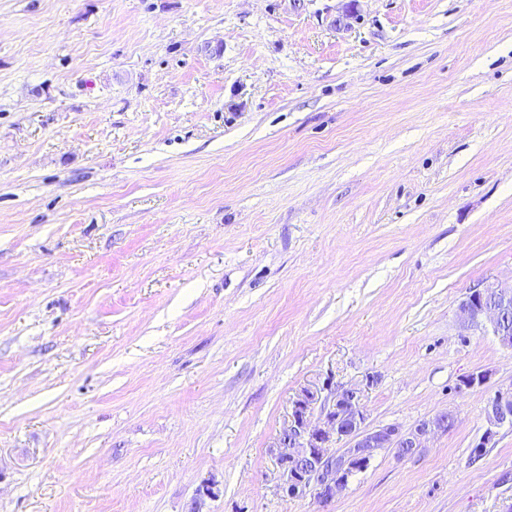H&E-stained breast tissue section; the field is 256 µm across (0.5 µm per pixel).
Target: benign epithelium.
<instances>
[{
    "instance_id": "obj_1",
    "label": "benign epithelium",
    "mask_w": 512,
    "mask_h": 512,
    "mask_svg": "<svg viewBox=\"0 0 512 512\" xmlns=\"http://www.w3.org/2000/svg\"><path fill=\"white\" fill-rule=\"evenodd\" d=\"M510 312L512 285L491 284L468 294L459 305L464 325L471 328L490 325L499 344L512 350V332L501 328L502 318ZM312 400L313 394L307 391L293 403L290 424L278 442L283 491L289 496L312 490L319 500L327 501L346 486L342 472L352 464L369 463L382 448L417 451L425 437L436 431L446 432L455 422L454 414L444 411L409 432L395 425L370 429L365 426L363 390L351 386L336 394L325 421L312 428L307 419ZM485 418L488 428L478 444L480 448L492 443L497 429L512 426V389L495 393L487 403ZM333 437L347 442L342 456L336 458L327 454V444Z\"/></svg>"
}]
</instances>
